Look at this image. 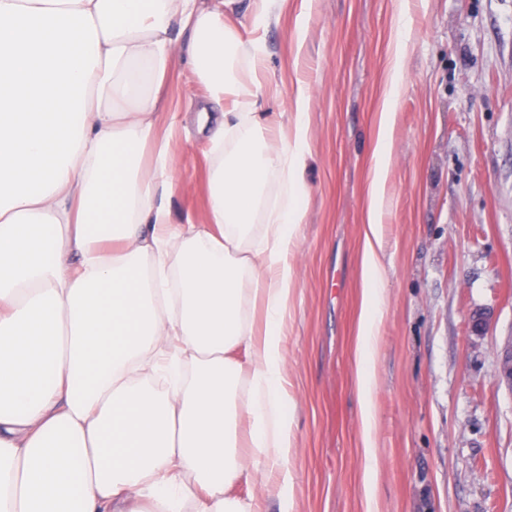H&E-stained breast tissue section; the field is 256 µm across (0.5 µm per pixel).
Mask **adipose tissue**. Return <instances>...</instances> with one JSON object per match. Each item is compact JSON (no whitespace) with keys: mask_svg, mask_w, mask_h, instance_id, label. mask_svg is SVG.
Returning <instances> with one entry per match:
<instances>
[{"mask_svg":"<svg viewBox=\"0 0 512 512\" xmlns=\"http://www.w3.org/2000/svg\"><path fill=\"white\" fill-rule=\"evenodd\" d=\"M233 2L0 0V512H257L266 496L291 512L283 328L312 93L297 87L291 128L263 120L281 0H251L245 35L224 20ZM175 21L211 101L198 224L166 204L178 161L157 135ZM401 82L393 67L367 194L363 388ZM242 481L252 497H229Z\"/></svg>","mask_w":512,"mask_h":512,"instance_id":"1","label":"adipose tissue"}]
</instances>
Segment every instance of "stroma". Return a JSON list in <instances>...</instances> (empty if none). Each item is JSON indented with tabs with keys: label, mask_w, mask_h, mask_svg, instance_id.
<instances>
[{
	"label": "stroma",
	"mask_w": 512,
	"mask_h": 512,
	"mask_svg": "<svg viewBox=\"0 0 512 512\" xmlns=\"http://www.w3.org/2000/svg\"><path fill=\"white\" fill-rule=\"evenodd\" d=\"M301 2L283 0L267 30L264 78L274 126L296 82L313 92L285 338L292 512H512V393L495 379L512 338V0H313L307 13ZM402 14L411 39L399 62ZM173 36L162 91L190 116L206 90L185 65L189 30ZM397 62L384 315L366 395L355 348L367 190ZM172 147L191 186L170 197L172 216L201 222L207 146ZM477 312L482 335L470 331Z\"/></svg>",
	"instance_id": "35a3bbf8"
}]
</instances>
